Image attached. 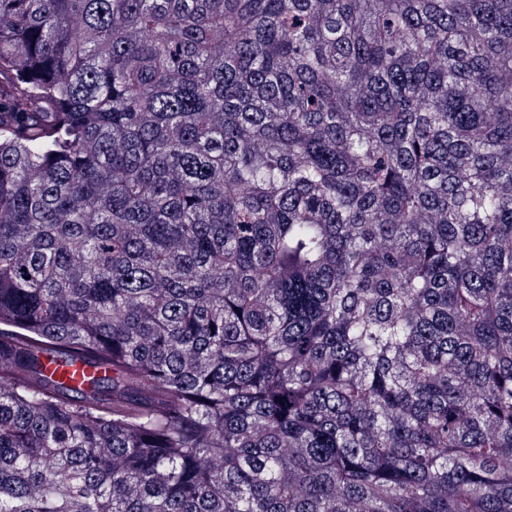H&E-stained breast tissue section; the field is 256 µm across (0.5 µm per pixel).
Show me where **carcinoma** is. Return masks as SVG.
I'll use <instances>...</instances> for the list:
<instances>
[{"label":"carcinoma","instance_id":"carcinoma-1","mask_svg":"<svg viewBox=\"0 0 512 512\" xmlns=\"http://www.w3.org/2000/svg\"><path fill=\"white\" fill-rule=\"evenodd\" d=\"M0 512H512V0H0Z\"/></svg>","mask_w":512,"mask_h":512}]
</instances>
